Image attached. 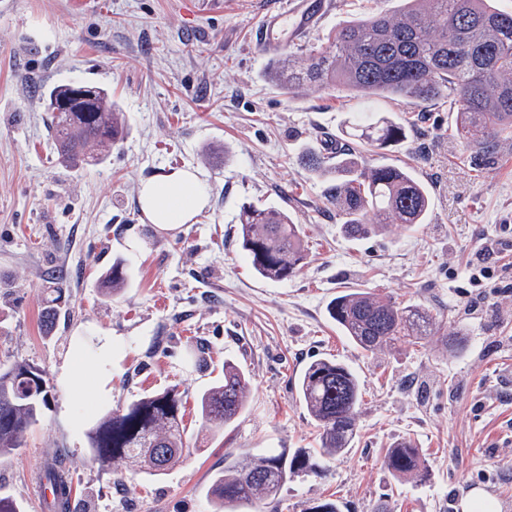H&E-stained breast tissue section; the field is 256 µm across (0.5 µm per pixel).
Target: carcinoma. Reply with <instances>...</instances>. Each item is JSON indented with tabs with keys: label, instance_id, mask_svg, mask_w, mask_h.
Instances as JSON below:
<instances>
[{
	"label": "carcinoma",
	"instance_id": "obj_1",
	"mask_svg": "<svg viewBox=\"0 0 512 512\" xmlns=\"http://www.w3.org/2000/svg\"><path fill=\"white\" fill-rule=\"evenodd\" d=\"M389 15L373 13L346 20L318 50L285 51L271 79L286 90L305 86L334 87L361 97H390L410 103L446 96L456 108L455 127L463 149L476 161L492 158L512 140V14L493 0H403ZM68 84L48 91L51 137L63 163L79 166L108 152L124 139L125 115L102 88L92 101L79 103L90 112H62L55 107ZM405 122L361 113L352 117L351 142L333 155L305 148L299 164L327 183L326 199L336 210L344 233L365 238L385 233L390 225L411 228L425 222L431 198L413 174L394 165L368 167L358 147L386 150L402 143ZM239 240L253 271L261 278L283 281L304 265L306 252L297 225L275 207L248 205L240 213ZM123 262L112 266L104 291L125 287ZM45 312L51 323L66 305L63 281L52 279ZM330 318L356 346L374 353L403 342L419 343L440 330L429 308L399 306L368 289H350L328 305ZM299 400L320 430L319 452L333 458L348 452L357 435L361 403L358 376L328 359L310 363L295 385ZM249 381L235 364L224 362V379L198 396L203 426L216 432L235 422L247 407ZM49 401L42 371L28 363L0 369V458L21 447L25 433L38 421ZM183 400L174 389L146 396L103 415L88 431L91 454L99 461L124 459L136 470L163 474L183 458L186 431ZM385 464L398 479L422 482L417 448L403 442L388 449ZM307 468L297 453L224 457V471L208 493L216 512H237L244 505L272 501L287 473ZM43 478L52 494L50 512H69L72 481L62 463H48Z\"/></svg>",
	"mask_w": 512,
	"mask_h": 512
}]
</instances>
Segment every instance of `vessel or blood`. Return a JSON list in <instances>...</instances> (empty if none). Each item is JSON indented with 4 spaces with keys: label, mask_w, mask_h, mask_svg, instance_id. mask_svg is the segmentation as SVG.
Returning <instances> with one entry per match:
<instances>
[{
    "label": "vessel or blood",
    "mask_w": 512,
    "mask_h": 512,
    "mask_svg": "<svg viewBox=\"0 0 512 512\" xmlns=\"http://www.w3.org/2000/svg\"><path fill=\"white\" fill-rule=\"evenodd\" d=\"M324 0H289L286 7L273 9L263 16L256 38L260 51L278 47L283 38H297L324 12Z\"/></svg>",
    "instance_id": "b4317fda"
}]
</instances>
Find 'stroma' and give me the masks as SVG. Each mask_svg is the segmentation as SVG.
<instances>
[{
  "mask_svg": "<svg viewBox=\"0 0 512 512\" xmlns=\"http://www.w3.org/2000/svg\"><path fill=\"white\" fill-rule=\"evenodd\" d=\"M272 0H0V366L40 368L51 398L21 448L0 459V494L24 512H48L41 474L60 454L72 476L73 512H213L206 495L227 455L310 452L312 473L292 474L272 505L241 512H307L320 500L341 512H460L483 490L512 512V141L475 166L452 134L447 98L408 105L336 89H280L275 56L255 46ZM401 0H330L299 46L317 47L339 22L396 13ZM69 81L106 88L128 135L96 162L63 167L42 100ZM409 121L407 141L369 166L409 169L432 197L427 223L353 239L341 231L326 185L296 156L326 139L343 144L350 113ZM197 169L210 201L193 223L158 231L138 206L142 181ZM284 209L308 257L285 281L256 276L239 245L244 204ZM494 254L481 256L484 241ZM129 284L102 289L117 260ZM68 304L53 330L41 313L52 272ZM350 288L436 313L460 331L461 351L439 337L376 353L353 345L327 313ZM112 339L106 398L73 414L61 373L77 344ZM199 350L202 365L185 359ZM354 370L362 388L358 433L342 456L316 455L318 429L295 383L313 361ZM235 363L250 383L245 412L208 436L198 394ZM177 389L189 448L167 474L99 463L87 433L103 414ZM401 440L420 448L425 482H399L384 456Z\"/></svg>",
  "mask_w": 512,
  "mask_h": 512,
  "instance_id": "1",
  "label": "stroma"
}]
</instances>
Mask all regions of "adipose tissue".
<instances>
[{
	"label": "adipose tissue",
	"mask_w": 512,
	"mask_h": 512,
	"mask_svg": "<svg viewBox=\"0 0 512 512\" xmlns=\"http://www.w3.org/2000/svg\"><path fill=\"white\" fill-rule=\"evenodd\" d=\"M209 187L197 170L179 169L143 181L139 189V204L149 223L169 231L192 223L208 204ZM112 370V343L104 341L93 357L79 355L75 364L64 370V383L86 404L102 394L107 376Z\"/></svg>",
	"instance_id": "adipose-tissue-1"
}]
</instances>
